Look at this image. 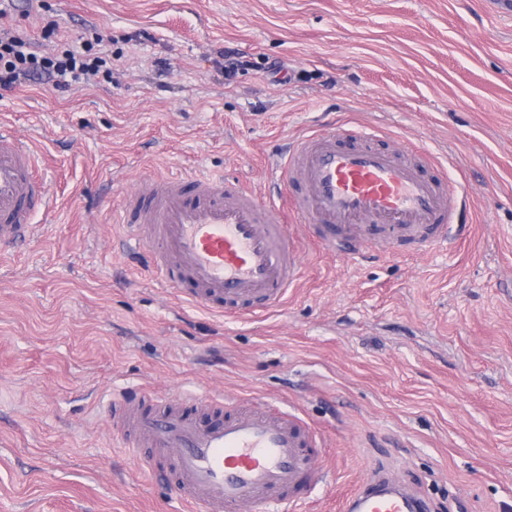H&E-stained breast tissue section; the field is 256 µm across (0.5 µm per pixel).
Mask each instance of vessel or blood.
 Returning a JSON list of instances; mask_svg holds the SVG:
<instances>
[{
	"label": "vessel or blood",
	"mask_w": 512,
	"mask_h": 512,
	"mask_svg": "<svg viewBox=\"0 0 512 512\" xmlns=\"http://www.w3.org/2000/svg\"><path fill=\"white\" fill-rule=\"evenodd\" d=\"M348 130H312L271 177L284 205L206 174L148 180L128 195L120 219L147 246L156 269L192 305L225 315L281 304L298 279L289 216L317 244L362 258L419 252L458 217L459 190L426 157L373 146L374 131L348 143ZM49 196L31 149L0 130V244L26 241ZM114 433L168 466L178 497L194 512H295L305 491L325 485L321 441L297 414L264 402L241 407L209 397L142 392L113 403ZM428 512L387 473L362 482L346 512Z\"/></svg>",
	"instance_id": "1"
}]
</instances>
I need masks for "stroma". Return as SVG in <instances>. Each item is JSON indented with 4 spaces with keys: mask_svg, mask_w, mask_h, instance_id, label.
<instances>
[{
    "mask_svg": "<svg viewBox=\"0 0 512 512\" xmlns=\"http://www.w3.org/2000/svg\"><path fill=\"white\" fill-rule=\"evenodd\" d=\"M51 54L112 38L111 77L23 84L0 123L52 199L0 249V512H191L140 469L104 404L140 391L262 397L324 443L342 512L375 470L432 512H512V15L496 0H16ZM252 58L226 77L224 48ZM414 146L467 193L465 239L351 258L310 240L279 307L178 303L117 221L142 179L268 165L309 128Z\"/></svg>",
    "mask_w": 512,
    "mask_h": 512,
    "instance_id": "35a3bbf8",
    "label": "stroma"
}]
</instances>
